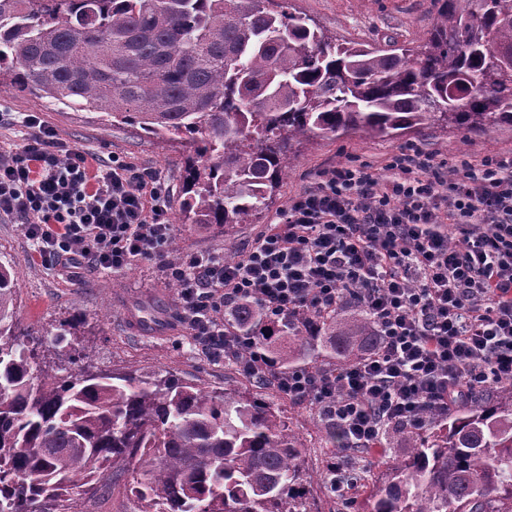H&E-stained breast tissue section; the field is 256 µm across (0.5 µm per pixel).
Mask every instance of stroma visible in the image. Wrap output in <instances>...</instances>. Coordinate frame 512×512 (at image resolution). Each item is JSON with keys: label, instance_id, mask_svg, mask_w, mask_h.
<instances>
[{"label": "stroma", "instance_id": "35a3bbf8", "mask_svg": "<svg viewBox=\"0 0 512 512\" xmlns=\"http://www.w3.org/2000/svg\"><path fill=\"white\" fill-rule=\"evenodd\" d=\"M290 12L313 19L344 41L383 44L425 38L432 27L434 0H287ZM1 112H34L57 130L61 138L88 157L90 171L112 156L158 171L169 188L167 213L182 254L231 251L241 253L265 225L276 223L289 198L311 186L318 170L354 161L370 164L380 179H389V158L402 147L416 145L446 163L453 176L461 161L479 165L487 157L512 152V130L482 133L445 132L429 128L398 140L369 138L356 132L315 139L299 146L275 200L255 223L237 225L231 232L202 230L179 221L185 157L177 144L145 134L137 128L104 120L100 113L57 106L47 99L17 92L0 93ZM0 259L11 261L19 286L18 328L35 337L38 362L48 373L64 376L83 368L91 372L139 368L151 376L171 373L207 389L246 387V380L223 361L210 357L194 341L179 319L176 281L157 266L135 261L122 272L80 266L60 271L38 257L20 225L0 221ZM80 323L77 335L56 340L61 323ZM304 448L302 458L311 477L308 486L313 512H356L361 489L352 494L330 491L322 477L331 462L340 469L379 475L386 463L403 458L407 437L386 449L349 448L333 456L326 440V424L306 402L282 401Z\"/></svg>", "mask_w": 512, "mask_h": 512}]
</instances>
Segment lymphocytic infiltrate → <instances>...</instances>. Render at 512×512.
Returning a JSON list of instances; mask_svg holds the SVG:
<instances>
[{"mask_svg":"<svg viewBox=\"0 0 512 512\" xmlns=\"http://www.w3.org/2000/svg\"><path fill=\"white\" fill-rule=\"evenodd\" d=\"M0 152V218L17 219L41 259L115 273L132 261L179 284L180 319L211 356L246 353L245 371L274 373L288 399L314 403L352 448H376L390 426L423 427L492 384L512 382V155L444 179L435 155L322 169L237 260H166L169 190L149 167L113 158L89 178L86 157L38 115ZM259 305L284 322L355 304L379 345L333 371H275L247 324L224 314Z\"/></svg>","mask_w":512,"mask_h":512,"instance_id":"lymphocytic-infiltrate-1","label":"lymphocytic infiltrate"}]
</instances>
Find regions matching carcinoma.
I'll return each instance as SVG.
<instances>
[{"label":"carcinoma","instance_id":"cac0c4a2","mask_svg":"<svg viewBox=\"0 0 512 512\" xmlns=\"http://www.w3.org/2000/svg\"><path fill=\"white\" fill-rule=\"evenodd\" d=\"M276 0H0V92L95 111L178 144L180 222L229 234L279 189L296 144L359 131L512 129V0H435L414 43L339 42ZM0 262V512H86L115 467L141 512H312L279 403L173 374L37 373ZM316 321L320 335L299 328ZM280 369L379 343L360 308L302 312ZM358 512H512V383L427 422Z\"/></svg>","mask_w":512,"mask_h":512}]
</instances>
